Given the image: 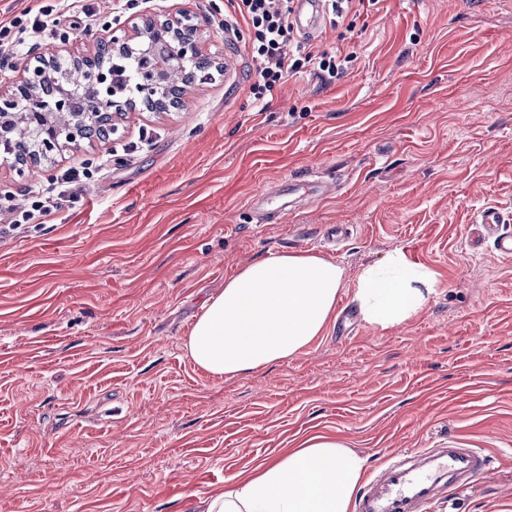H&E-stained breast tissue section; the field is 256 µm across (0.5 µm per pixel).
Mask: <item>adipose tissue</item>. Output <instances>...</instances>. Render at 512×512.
<instances>
[{
  "mask_svg": "<svg viewBox=\"0 0 512 512\" xmlns=\"http://www.w3.org/2000/svg\"><path fill=\"white\" fill-rule=\"evenodd\" d=\"M436 282L427 268L394 251L385 266L364 267L353 293L362 319L387 329L417 315ZM344 286V270L317 255L278 253L227 278L203 305L185 342L195 364L236 377L302 353L326 329ZM367 460L317 435L224 491L198 512H350Z\"/></svg>",
  "mask_w": 512,
  "mask_h": 512,
  "instance_id": "1",
  "label": "adipose tissue"
}]
</instances>
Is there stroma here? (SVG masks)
I'll list each match as a JSON object with an SVG mask.
<instances>
[{
	"mask_svg": "<svg viewBox=\"0 0 512 512\" xmlns=\"http://www.w3.org/2000/svg\"><path fill=\"white\" fill-rule=\"evenodd\" d=\"M158 2L190 13L224 71L107 141L21 175L0 161V198L99 168L54 223L0 235V512H191L316 434L370 471L404 448L482 449L489 472L433 512H512V258L469 245L484 206L512 212V0H380L345 35L321 22L313 45L354 53L348 74L288 75L261 112L229 0ZM92 3V27L34 55H81L143 12ZM395 250L436 286L383 330L353 284ZM280 252L343 268L334 319L293 358L208 374L184 347L204 301Z\"/></svg>",
	"mask_w": 512,
	"mask_h": 512,
	"instance_id": "35a3bbf8",
	"label": "stroma"
}]
</instances>
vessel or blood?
Here are the masks:
<instances>
[{
  "label": "vessel or blood",
  "mask_w": 512,
  "mask_h": 512,
  "mask_svg": "<svg viewBox=\"0 0 512 512\" xmlns=\"http://www.w3.org/2000/svg\"><path fill=\"white\" fill-rule=\"evenodd\" d=\"M324 14L323 0H299L294 26L311 33ZM501 207L489 205L478 214L476 224L493 237L494 252L512 256V235L503 233ZM489 458L473 448H413L391 453L361 489L355 512H430L433 504L447 500L483 476Z\"/></svg>",
  "instance_id": "obj_1"
}]
</instances>
